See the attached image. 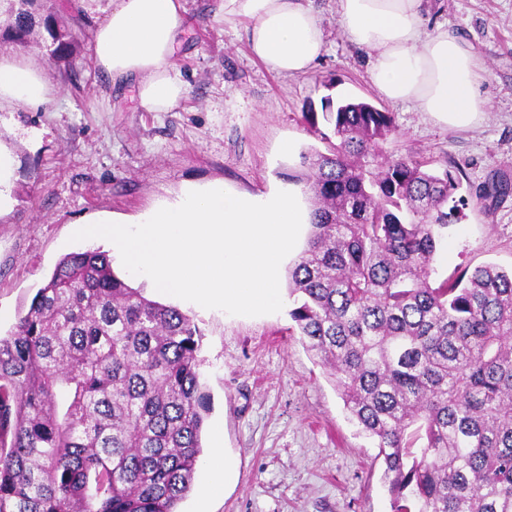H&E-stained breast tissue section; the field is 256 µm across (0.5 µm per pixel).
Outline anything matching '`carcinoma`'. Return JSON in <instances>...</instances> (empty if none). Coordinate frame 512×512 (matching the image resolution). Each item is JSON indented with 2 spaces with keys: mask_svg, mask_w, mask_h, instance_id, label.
<instances>
[{
  "mask_svg": "<svg viewBox=\"0 0 512 512\" xmlns=\"http://www.w3.org/2000/svg\"><path fill=\"white\" fill-rule=\"evenodd\" d=\"M34 3L7 0L8 42H26ZM48 31L67 56L70 35ZM303 117L328 147L286 175L312 194L288 269L302 344L377 442L391 512H512V269L434 279L460 180L388 154L393 113L350 99ZM511 191L498 179L478 198ZM201 336L108 253L61 258L0 336V512H176L209 410Z\"/></svg>",
  "mask_w": 512,
  "mask_h": 512,
  "instance_id": "carcinoma-1",
  "label": "carcinoma"
}]
</instances>
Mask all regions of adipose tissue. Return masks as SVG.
<instances>
[{
	"mask_svg": "<svg viewBox=\"0 0 512 512\" xmlns=\"http://www.w3.org/2000/svg\"><path fill=\"white\" fill-rule=\"evenodd\" d=\"M104 13L92 34L95 67L111 83L134 82L147 111H170L186 95L172 65L189 25L182 0H110ZM218 13L227 23L250 20V51L277 74L307 73L324 50L311 0H219ZM338 21L351 43L372 51V81L387 100L458 127L487 111L472 48L446 29L427 31L422 0H338ZM54 93L41 66L0 55V106H38Z\"/></svg>",
	"mask_w": 512,
	"mask_h": 512,
	"instance_id": "adipose-tissue-1",
	"label": "adipose tissue"
}]
</instances>
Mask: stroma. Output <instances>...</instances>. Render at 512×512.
<instances>
[{
	"label": "stroma",
	"mask_w": 512,
	"mask_h": 512,
	"mask_svg": "<svg viewBox=\"0 0 512 512\" xmlns=\"http://www.w3.org/2000/svg\"><path fill=\"white\" fill-rule=\"evenodd\" d=\"M108 0H37L34 33L20 45L59 93L39 106L0 111V146L14 159L11 210L0 215V334H8L67 253L105 248L72 241L80 223H132L191 187L233 194L289 187L283 173L324 144L302 119L324 98H351L393 112V156L427 168L454 162L465 200L436 267L458 275L512 267V195L484 209L475 192L512 179V0H424L428 28H448L483 67L489 110L466 128L442 123L372 84L369 50L338 23L337 0H313L325 51L306 74L269 71L247 45L244 23L227 24L215 0H185L191 25L173 62L187 93L168 112L141 107L133 85L115 86L91 59V36ZM77 35L67 60L49 61L47 25ZM295 151H280L283 141ZM203 331L199 371L209 396L199 463L220 452L223 493L193 484L178 512H390L382 459L349 421L334 383L301 344L287 311L256 317L182 304ZM223 428L221 448L211 433Z\"/></svg>",
	"instance_id": "1"
}]
</instances>
